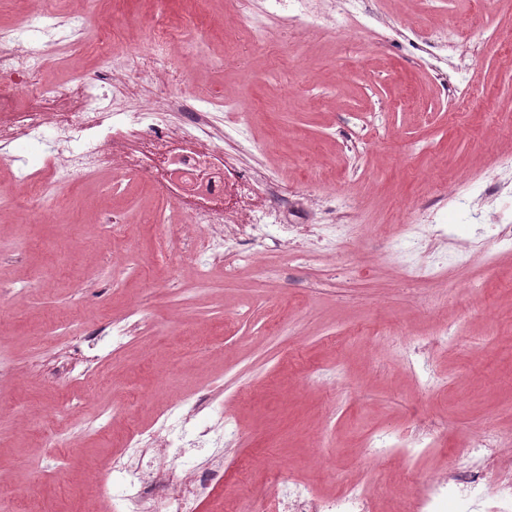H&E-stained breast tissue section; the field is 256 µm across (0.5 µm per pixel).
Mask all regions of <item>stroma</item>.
<instances>
[{
    "label": "stroma",
    "mask_w": 512,
    "mask_h": 512,
    "mask_svg": "<svg viewBox=\"0 0 512 512\" xmlns=\"http://www.w3.org/2000/svg\"><path fill=\"white\" fill-rule=\"evenodd\" d=\"M336 35L283 43L273 20L265 48L224 50V0H207L213 40H196L190 0H102L94 26L146 31L156 10L182 19L181 38L216 66L193 84L217 88L212 132L239 167L293 193L292 220L307 221L302 193L355 199L351 241H323L315 263L293 261L275 241L256 246V264L225 278L199 272L196 234L175 224L165 200L98 173L76 193L108 200L133 226L115 238L101 211L80 213L79 236L49 219L0 223V486L5 512H109L88 506L91 485L112 479V457L129 433L151 427L184 398L202 400L196 420L223 424L210 445L224 451V477L199 512H273L272 480L338 496L351 484L392 512L385 476L419 489L445 469L466 432L494 421L512 432V251L476 260L446 278L407 280L383 227L410 209L471 230L469 210H450L444 192L495 170L512 154V0H332ZM454 16L481 33L467 54L421 50L415 31ZM384 38H376V28ZM467 65L466 99L448 85ZM0 168V189L41 172L43 144L21 139ZM172 253L154 263L158 241ZM480 282L471 292L470 282ZM462 331L433 341L440 319ZM422 345L412 362L395 342ZM426 425L440 446L377 462L370 437ZM60 432L67 448H48Z\"/></svg>",
    "instance_id": "stroma-1"
}]
</instances>
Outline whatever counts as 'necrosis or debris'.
Segmentation results:
<instances>
[{
  "instance_id": "4bbe7bcc",
  "label": "necrosis or debris",
  "mask_w": 512,
  "mask_h": 512,
  "mask_svg": "<svg viewBox=\"0 0 512 512\" xmlns=\"http://www.w3.org/2000/svg\"><path fill=\"white\" fill-rule=\"evenodd\" d=\"M315 0H274L284 37L298 33L322 34L326 16L314 7ZM180 26L165 17L154 22L142 50L128 56L121 75L103 69L91 75L75 71L67 80L50 82L46 72L52 61L24 43L19 28L0 30V160L9 161L10 148L20 138L46 135L53 167L47 174L27 180L22 192L35 204L38 216H56L67 197L59 184H73L87 175L107 171L119 180L147 182L153 191L173 200L175 221L204 230L198 252L200 265L222 257L233 249L224 233L231 217L221 208L227 191L254 193L257 203L241 219L250 243L276 237L288 246L294 260H315L308 240L300 236V224L288 223L279 203L278 185L257 184L252 176L232 172L223 146L212 142L207 111L200 109L207 91L187 79L189 61L173 64L171 50L179 38ZM154 74L144 83L143 74ZM112 84L116 100L137 102L123 126L114 125L111 112L88 97L94 80ZM186 114L179 129H171L168 113ZM142 150H132V142ZM512 249V224H502L489 213L477 225L474 238L449 251L448 265H461L484 256V234ZM512 446V435L498 432L485 423L464 437L458 453L446 470L430 476L414 502V512H467L471 499L485 502L488 512H512V482L495 478L470 461L471 454H493ZM177 455L189 467L187 479L160 465L140 441H131L122 456L112 461V472L123 491L120 512H198L199 500L220 477L222 460L211 468L194 464V451L177 448ZM283 512H370L366 492L352 486L338 499H322L305 486L276 485Z\"/></svg>"
}]
</instances>
